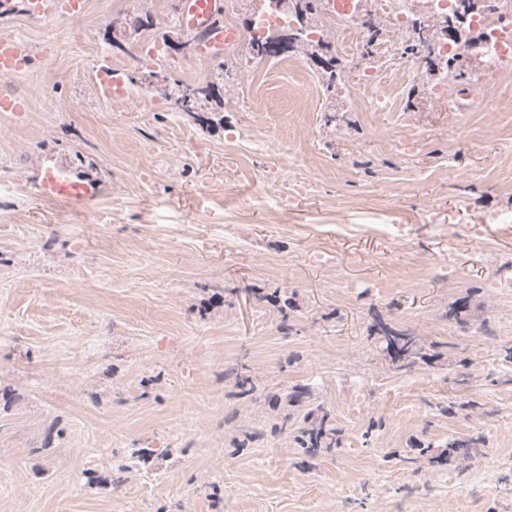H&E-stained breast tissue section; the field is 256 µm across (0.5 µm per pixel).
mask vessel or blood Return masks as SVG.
I'll list each match as a JSON object with an SVG mask.
<instances>
[{
	"instance_id": "obj_1",
	"label": "vessel or blood",
	"mask_w": 512,
	"mask_h": 512,
	"mask_svg": "<svg viewBox=\"0 0 512 512\" xmlns=\"http://www.w3.org/2000/svg\"><path fill=\"white\" fill-rule=\"evenodd\" d=\"M85 0H28L30 14L39 16L56 9L68 12H82ZM179 25L187 32L206 30L207 37L198 43L200 55L217 58L234 45L238 32L223 25L218 11V0H184L182 11L177 17ZM28 59L19 44L8 37L0 38V73H19L26 69ZM44 197L74 207H84L95 197L90 183L74 178L68 171L59 169L47 171L40 182Z\"/></svg>"
}]
</instances>
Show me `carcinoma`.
<instances>
[{
  "label": "carcinoma",
  "instance_id": "cac0c4a2",
  "mask_svg": "<svg viewBox=\"0 0 512 512\" xmlns=\"http://www.w3.org/2000/svg\"><path fill=\"white\" fill-rule=\"evenodd\" d=\"M278 3L282 4L283 13H288L292 8L302 20L309 15L314 17L320 13L321 0H278ZM284 41L285 34L279 30H271L266 36L253 39L252 56L262 59L264 58L262 51ZM218 68L219 71L212 75V80L203 85H187L170 73L162 76L179 111L195 120L203 119V116L198 113L201 101L210 98L211 88L224 79V65L220 64ZM468 307L469 297L458 298L448 305L445 317L450 322L462 324ZM368 337L374 339L382 351L386 352L392 360L402 363V367L406 369L420 362L428 364L440 358V354L435 352L438 348L437 344L427 345L411 332L399 329L381 318L370 325ZM268 399L277 411L271 424V431L290 429V436L295 446L304 456L314 458L336 453L344 448L343 429L338 427L330 410L313 401L308 387L295 385L284 392L270 394ZM480 443L479 437L464 436L448 440V444L439 452L434 450L433 444L423 442L418 443L415 450L421 456H429L430 463L443 464L456 457H470L473 449Z\"/></svg>",
  "mask_w": 512,
  "mask_h": 512
}]
</instances>
